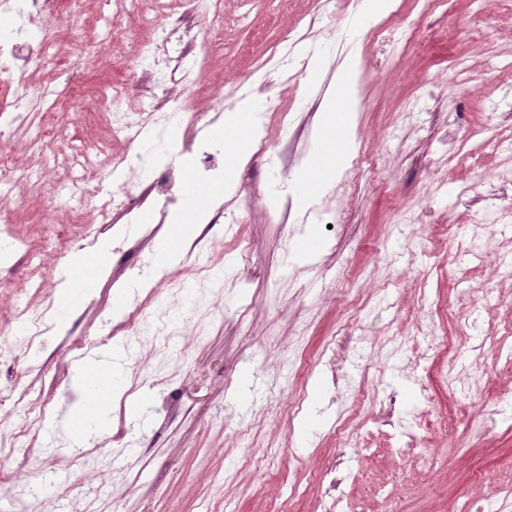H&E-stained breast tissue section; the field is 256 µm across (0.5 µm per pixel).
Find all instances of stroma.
<instances>
[{
  "instance_id": "35a3bbf8",
  "label": "stroma",
  "mask_w": 512,
  "mask_h": 512,
  "mask_svg": "<svg viewBox=\"0 0 512 512\" xmlns=\"http://www.w3.org/2000/svg\"><path fill=\"white\" fill-rule=\"evenodd\" d=\"M361 4L336 0L333 36L297 45L294 80L269 93L256 65L309 21L317 0H223L220 24L196 16L201 30L218 26L223 62L204 70L190 58L180 76L190 107L222 108L224 122L149 128L131 145L109 137L113 92L124 87L134 109L163 102L134 48H167L183 0H155V25L125 15L123 0H51L52 62L29 73L51 96L34 109L14 104L0 74V128L22 145L0 168V216L17 234L64 230L76 244L50 270L16 253L5 279L22 313L38 308L41 278L52 294L76 276L93 286L26 364L13 356L16 334H0V424L15 422L24 387L37 427H53L34 446L0 447V471L14 476L0 484V512H14L32 464L56 480L43 512L91 486V512H224L228 498L238 512H322L315 478L330 468L343 479L344 512H465L474 489L512 512V278L489 261L512 258V235L501 230L512 225V0H446L442 13L396 0L398 19L369 24ZM406 20L418 42H405ZM271 94L278 109L266 106ZM260 125L270 133L261 156L252 140ZM186 136L225 140L214 159L221 192L184 171ZM123 154L161 156L176 169L177 211L160 217L163 201L152 196L150 234L119 216L73 223V180L87 171L104 196L140 193L146 173L112 166ZM316 168L330 186L303 212L296 195ZM220 210L246 221L213 223ZM476 212L493 218L478 241ZM183 224L209 235L181 238ZM310 243L313 262L300 254ZM161 244L208 268L207 279H169ZM80 252L89 260L77 268ZM146 260L168 304L164 338L120 331L100 344L103 318L150 303L147 290L124 289ZM466 289L482 298L463 316ZM82 359L103 363L94 408L105 453L76 443L62 417L81 402ZM49 393L54 405L41 411ZM297 396L302 409L288 417L282 406ZM416 413L422 428L398 447L391 419ZM340 426L350 445L338 443Z\"/></svg>"
}]
</instances>
